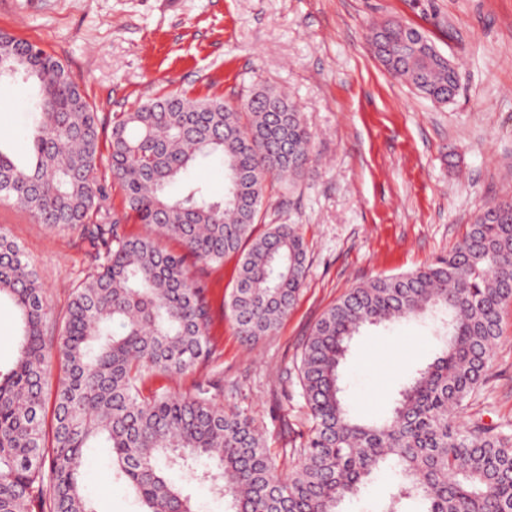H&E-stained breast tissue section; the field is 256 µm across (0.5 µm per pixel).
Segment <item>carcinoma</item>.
<instances>
[{
	"instance_id": "carcinoma-1",
	"label": "carcinoma",
	"mask_w": 512,
	"mask_h": 512,
	"mask_svg": "<svg viewBox=\"0 0 512 512\" xmlns=\"http://www.w3.org/2000/svg\"><path fill=\"white\" fill-rule=\"evenodd\" d=\"M379 59L427 98L446 103L457 72L418 29H374ZM32 81L37 117L23 165L0 150V199L42 224L75 231L89 272L72 293L59 353L51 446L43 408L48 304L20 246L0 229V300L18 309L16 359L0 371V512H95L83 494L87 449H111L112 469L145 512H195L166 470L205 457L214 492L231 512H340L383 468L397 482L378 512H512V433L455 419L488 381L501 308L512 302V202L476 215L462 241L430 264L350 288L312 327L299 384L312 426L282 473L244 411L224 408L200 385L190 395L145 391L147 375L180 374L212 354V319L196 264L236 255L228 306L236 332L255 343L277 329L301 295L307 250L294 224L260 233L269 179L300 176L311 131L288 95L272 86L239 105L169 93L112 118L109 169L126 208L151 228L128 236L124 216L104 207L98 175L101 120L78 80L52 54L11 35L0 40V81ZM224 163V198L188 179L203 159ZM184 182L179 196L167 188ZM175 240L182 252L161 246ZM431 317L440 354L416 370L392 415L356 418L345 405L341 366L369 327ZM120 331H115L114 326Z\"/></svg>"
}]
</instances>
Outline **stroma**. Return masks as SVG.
I'll return each mask as SVG.
<instances>
[{"instance_id": "stroma-1", "label": "stroma", "mask_w": 512, "mask_h": 512, "mask_svg": "<svg viewBox=\"0 0 512 512\" xmlns=\"http://www.w3.org/2000/svg\"><path fill=\"white\" fill-rule=\"evenodd\" d=\"M423 32L455 67L447 103L420 94L376 57L374 23ZM27 40L76 76L104 121L169 93L233 104L254 89L287 90L312 132L306 172L270 180L268 224H295L308 250L301 295L258 343L235 333L228 300L238 259L204 266L211 304L208 361L176 375L150 374L149 390L194 393L214 382L224 406L250 412L272 453L293 447L311 419L297 365L321 315L349 288L447 255L486 205L512 200V0H0V32ZM29 84L0 85V147L26 148L35 118ZM0 228L24 251L49 307L44 336L49 384L60 375L58 326L89 262L76 232L38 223L0 201ZM431 324L405 319L362 331L343 368L356 416L389 415L412 373L438 352ZM512 432V303L489 381L461 419ZM111 453L86 452L85 496L95 512H142L123 481H109ZM168 477L196 512H226L203 474Z\"/></svg>"}]
</instances>
